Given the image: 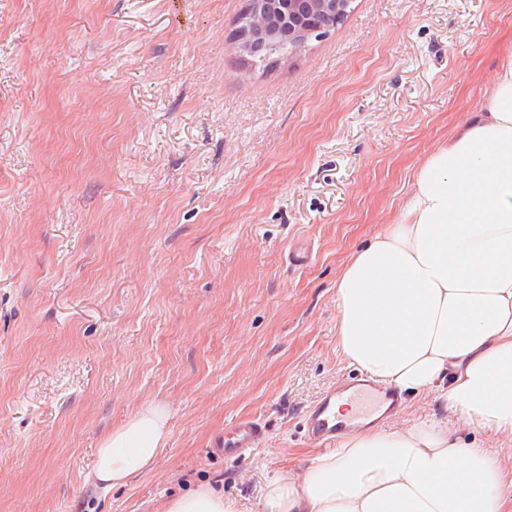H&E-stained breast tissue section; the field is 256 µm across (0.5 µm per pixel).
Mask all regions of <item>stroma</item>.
Here are the masks:
<instances>
[{
  "instance_id": "35a3bbf8",
  "label": "stroma",
  "mask_w": 512,
  "mask_h": 512,
  "mask_svg": "<svg viewBox=\"0 0 512 512\" xmlns=\"http://www.w3.org/2000/svg\"><path fill=\"white\" fill-rule=\"evenodd\" d=\"M242 0H0V512H159L207 484L261 512L353 370L333 286L483 103L512 0H353L303 54L232 41ZM309 246L308 265L288 262ZM169 411L105 491L100 440ZM267 427L236 461V421ZM168 410L150 404L100 443L87 480L105 489L129 482L156 461L168 437Z\"/></svg>"
}]
</instances>
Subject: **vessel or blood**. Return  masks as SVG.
<instances>
[{"label": "vessel or blood", "instance_id": "b4317fda", "mask_svg": "<svg viewBox=\"0 0 512 512\" xmlns=\"http://www.w3.org/2000/svg\"><path fill=\"white\" fill-rule=\"evenodd\" d=\"M404 409V399L395 389L379 385L356 375L346 378L327 391L306 411L303 417L305 434L310 441L322 445L336 440L349 430H360L366 419L381 416L389 420ZM264 425L254 419L235 424L224 434L222 450L225 459L234 460L265 439Z\"/></svg>", "mask_w": 512, "mask_h": 512}]
</instances>
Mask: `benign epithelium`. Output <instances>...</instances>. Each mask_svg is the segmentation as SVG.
Listing matches in <instances>:
<instances>
[{"label":"benign epithelium","instance_id":"benign-epithelium-1","mask_svg":"<svg viewBox=\"0 0 512 512\" xmlns=\"http://www.w3.org/2000/svg\"><path fill=\"white\" fill-rule=\"evenodd\" d=\"M350 0H247L232 40L235 48L251 58H264L274 52L282 29H288L289 50L281 58H292L310 41L327 36L332 27L320 19H341L348 13Z\"/></svg>","mask_w":512,"mask_h":512}]
</instances>
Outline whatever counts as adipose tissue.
<instances>
[{
	"label": "adipose tissue",
	"instance_id": "adipose-tissue-1",
	"mask_svg": "<svg viewBox=\"0 0 512 512\" xmlns=\"http://www.w3.org/2000/svg\"><path fill=\"white\" fill-rule=\"evenodd\" d=\"M336 348L436 413L374 427L270 480L262 512H512L496 451L452 438L445 422L512 437V49L468 121L416 170L396 221L336 280ZM169 413L150 404L100 443L89 482L110 489L156 461ZM162 512H237L202 486Z\"/></svg>",
	"mask_w": 512,
	"mask_h": 512
}]
</instances>
